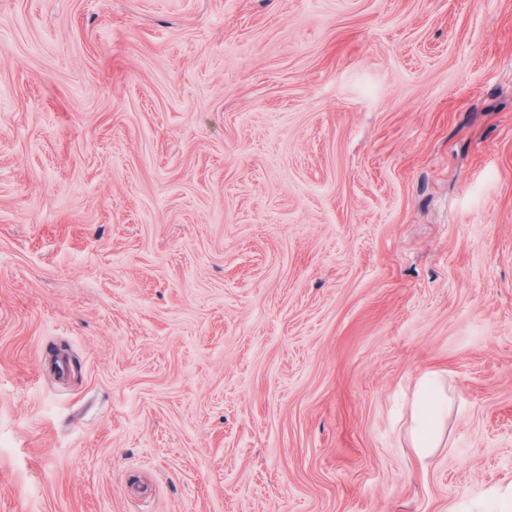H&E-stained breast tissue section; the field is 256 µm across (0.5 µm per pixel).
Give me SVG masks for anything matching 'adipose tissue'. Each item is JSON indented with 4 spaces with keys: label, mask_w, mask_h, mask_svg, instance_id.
Wrapping results in <instances>:
<instances>
[{
    "label": "adipose tissue",
    "mask_w": 512,
    "mask_h": 512,
    "mask_svg": "<svg viewBox=\"0 0 512 512\" xmlns=\"http://www.w3.org/2000/svg\"><path fill=\"white\" fill-rule=\"evenodd\" d=\"M447 413L448 400L440 374L426 373L413 394L411 444L419 460L428 459L440 447Z\"/></svg>",
    "instance_id": "adipose-tissue-1"
}]
</instances>
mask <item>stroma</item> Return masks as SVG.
Returning <instances> with one entry per match:
<instances>
[{
    "label": "stroma",
    "mask_w": 512,
    "mask_h": 512,
    "mask_svg": "<svg viewBox=\"0 0 512 512\" xmlns=\"http://www.w3.org/2000/svg\"><path fill=\"white\" fill-rule=\"evenodd\" d=\"M510 485L512 0H0V512ZM411 444L415 455L425 461L442 443L448 400L441 375L429 372L417 382L413 394Z\"/></svg>",
    "instance_id": "stroma-1"
}]
</instances>
